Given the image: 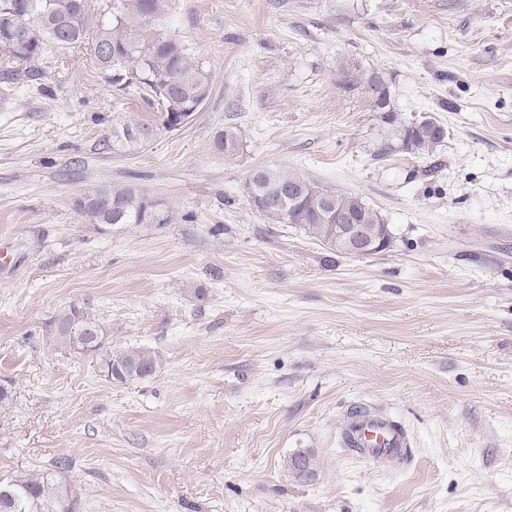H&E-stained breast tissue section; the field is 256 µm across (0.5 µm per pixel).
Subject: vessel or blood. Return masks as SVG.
<instances>
[{
	"label": "vessel or blood",
	"instance_id": "b4317fda",
	"mask_svg": "<svg viewBox=\"0 0 512 512\" xmlns=\"http://www.w3.org/2000/svg\"><path fill=\"white\" fill-rule=\"evenodd\" d=\"M343 445L367 461L387 466L404 455L409 440L392 419L359 405L350 411Z\"/></svg>",
	"mask_w": 512,
	"mask_h": 512
}]
</instances>
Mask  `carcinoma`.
Wrapping results in <instances>:
<instances>
[{"label": "carcinoma", "instance_id": "cac0c4a2", "mask_svg": "<svg viewBox=\"0 0 512 512\" xmlns=\"http://www.w3.org/2000/svg\"><path fill=\"white\" fill-rule=\"evenodd\" d=\"M171 8L170 0H109L100 9L90 0H0V74L21 80L35 73L34 64L49 47L71 49L80 44L90 47L98 65L114 83L123 78L112 74L125 65L145 76L144 84L153 94L160 91L180 97L193 105L209 98L211 77L194 60L190 49L169 37L159 24ZM371 111L380 122L392 127L393 138L380 154L397 149L421 154L444 141L423 129L398 121L391 105L390 86L378 71L361 74ZM138 123L112 128V151L130 152L144 140L137 135ZM255 201L275 199L284 189L299 194L297 200L283 201L280 208L264 214L272 224H296L310 237L329 249L342 253L333 225L331 208L353 215L374 234H387L386 247L393 235L383 216L352 195L333 192L302 174L281 167H260L250 174ZM92 203L77 206L101 226L130 224H169L172 214L163 210L158 218L149 215L155 200L138 189L114 187L95 192ZM90 329L100 339H109L101 323L83 307L72 306L48 323L47 334L55 345L74 349L81 346L78 331ZM86 353H94L110 379L125 381L156 372L160 358L143 349L101 348L90 340ZM78 501L67 484L48 474L0 478V512H76Z\"/></svg>", "mask_w": 512, "mask_h": 512}]
</instances>
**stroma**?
I'll return each instance as SVG.
<instances>
[{
	"label": "stroma",
	"instance_id": "obj_1",
	"mask_svg": "<svg viewBox=\"0 0 512 512\" xmlns=\"http://www.w3.org/2000/svg\"><path fill=\"white\" fill-rule=\"evenodd\" d=\"M162 27L212 83L172 131L83 47L0 79V477L60 474L78 512H512V0H171ZM354 67L444 141L380 155ZM124 123L154 134L113 152ZM261 166L358 196L391 248L268 223ZM115 185L172 222L91 223L78 197ZM73 305L157 371L50 342ZM359 403L407 431L400 463L343 447Z\"/></svg>",
	"mask_w": 512,
	"mask_h": 512
}]
</instances>
